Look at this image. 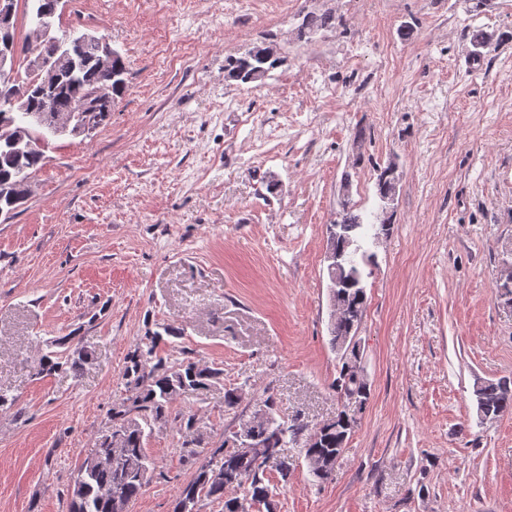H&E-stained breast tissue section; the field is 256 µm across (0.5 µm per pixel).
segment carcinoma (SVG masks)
Here are the masks:
<instances>
[{
  "label": "carcinoma",
  "mask_w": 512,
  "mask_h": 512,
  "mask_svg": "<svg viewBox=\"0 0 512 512\" xmlns=\"http://www.w3.org/2000/svg\"><path fill=\"white\" fill-rule=\"evenodd\" d=\"M22 2L23 15L33 26L52 14L56 0ZM342 26L343 19L331 11L308 12L303 15L299 34L311 36ZM55 41L77 60V67L66 71L54 92L46 98L40 94L39 83L30 71L29 55L33 48L22 45L23 63L11 77L0 78V129L14 116L12 98L16 94L24 96L23 102L31 109L40 110L50 103L60 111L70 108V91L74 86L94 92L108 84L106 104L109 109L124 95L127 81L123 57L115 60V72L106 82L89 50L76 38L65 35ZM282 63L277 47L264 42L243 56L227 57L224 73L230 80L256 82ZM51 144L49 140L46 147L30 152L14 148L0 139V213L8 216L26 200L25 182L43 167L47 147ZM397 185L391 168L379 170L376 180L379 202L387 203L396 196ZM376 220L375 224L365 222L363 215L345 202L336 213V219L326 225L327 249L342 252L339 274L340 283L344 284L338 296L343 306L342 316L336 318L333 310L329 314L327 329L333 350L342 338L359 337L368 302L365 278L370 273L366 268L374 263V254L369 252L368 245L375 244L391 230V216L386 208H381ZM166 335L175 337L180 331L163 324L161 330L146 333L128 356L124 377L130 395L113 403L112 425L101 432L94 453L78 469L68 512H113V504L126 506L142 495L155 472L154 463L146 453L147 441L155 429L170 424L183 435V444L197 441L194 436L196 415L188 412L174 416L170 413L171 405L183 396H199L209 391L221 382L223 371L191 358L172 361L159 355L157 345ZM357 357L355 347L339 356L336 378L331 384L339 403L333 418L314 428L299 420L279 419L274 397L267 396L263 406L268 419L254 423L248 436L262 454L273 458L272 465L263 466L255 455L238 451L234 442L241 429L230 430L215 449V453L223 455L218 469L220 479H210L212 468L207 462L201 463L193 479L181 490L172 512H197V504L203 497L223 503L224 512H250L254 508L260 512H276V493L266 483V475L275 472L282 481H288L296 463L288 455L290 444L300 448L309 473L316 481L329 480L335 470L336 458L358 426L357 416L363 414L371 397V382L356 377L353 363ZM86 360L87 355L81 351L71 354L40 351L35 364L39 374L63 367L76 374ZM474 396L477 413L483 421L512 412V382L507 379L477 382Z\"/></svg>",
  "instance_id": "cac0c4a2"
}]
</instances>
